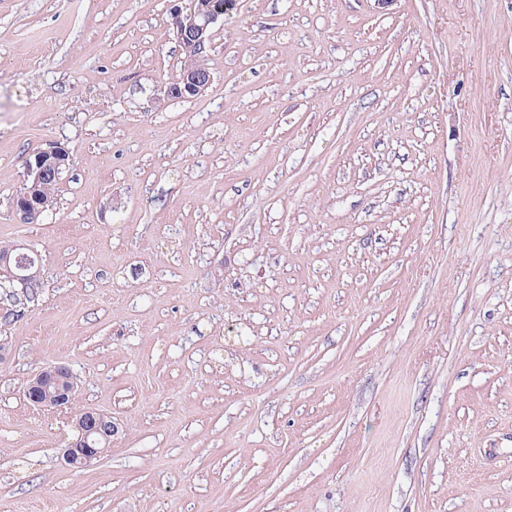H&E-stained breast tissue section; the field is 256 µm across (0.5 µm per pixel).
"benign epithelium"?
<instances>
[{"label":"benign epithelium","instance_id":"obj_1","mask_svg":"<svg viewBox=\"0 0 512 512\" xmlns=\"http://www.w3.org/2000/svg\"><path fill=\"white\" fill-rule=\"evenodd\" d=\"M176 0L171 15V25L176 40L182 48L185 65L180 75L164 91V96L172 99L190 100L198 96L210 83V70L200 66L204 53L211 40L213 27L224 21L234 0H192L188 5H180ZM68 152L60 147H52L34 153L26 162L28 179L22 192L13 199L12 208L23 224H34L45 211L41 190L51 179L59 180L70 167ZM32 261L26 247L15 246L14 254L0 256V275L12 287L29 291L40 271H31ZM78 384L71 370L64 364L48 366L29 378L24 387V395L34 406L47 407L65 412L73 408ZM73 424L77 431L75 440L62 452L65 466L71 469H86L101 457V443L112 441L115 425L112 417L92 408L75 414Z\"/></svg>","mask_w":512,"mask_h":512}]
</instances>
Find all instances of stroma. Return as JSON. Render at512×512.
I'll return each mask as SVG.
<instances>
[{
	"label": "stroma",
	"instance_id": "obj_1",
	"mask_svg": "<svg viewBox=\"0 0 512 512\" xmlns=\"http://www.w3.org/2000/svg\"><path fill=\"white\" fill-rule=\"evenodd\" d=\"M170 8L0 0V512H512V0H237L190 100ZM70 162L68 152L57 146L37 151L28 159L26 162L28 179L24 184L23 191L17 194L12 202V208L21 223H37L46 207H51L58 185L57 181L62 173L70 167ZM51 179L56 181L47 182ZM12 246L0 245V253H6L0 256V275L4 276V281H8L13 288H20L23 294L28 292L34 284L27 294L28 299H34L41 288L40 279L34 283L35 279L40 276V268L38 266L35 272H30L33 263L25 251L27 248L23 244H17L15 251H12ZM9 251L14 252L12 257L11 253H7ZM77 390L78 384L69 367L54 364L29 378L23 392L34 406L71 412ZM73 424L77 431L75 440L63 449L62 460L71 469H86L102 455L101 443L112 442L115 425L111 416L92 408L75 414Z\"/></svg>",
	"mask_w": 512,
	"mask_h": 512
}]
</instances>
